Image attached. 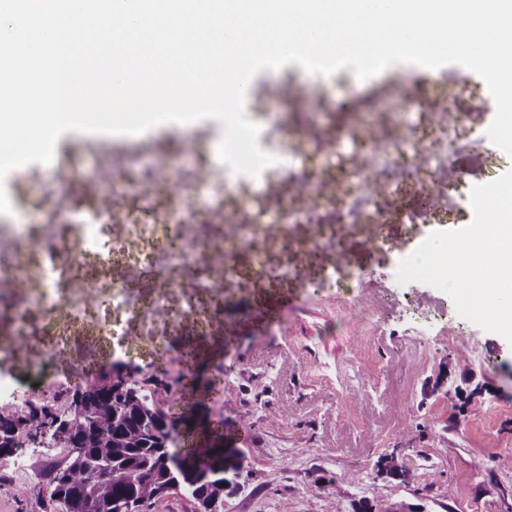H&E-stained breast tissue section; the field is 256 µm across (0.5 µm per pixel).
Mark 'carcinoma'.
I'll list each match as a JSON object with an SVG mask.
<instances>
[{"label": "carcinoma", "instance_id": "1", "mask_svg": "<svg viewBox=\"0 0 512 512\" xmlns=\"http://www.w3.org/2000/svg\"><path fill=\"white\" fill-rule=\"evenodd\" d=\"M484 389L455 387L459 411L476 405ZM171 414L154 393L121 377L75 392L63 418L45 406L0 405V456L11 455L22 437L68 449V462L49 482L51 512H143L172 491L187 496L196 512H215L224 495L239 489L244 456L227 449L217 472L213 448L203 459L193 449L173 453ZM375 467L392 480L411 478L391 454L379 456Z\"/></svg>", "mask_w": 512, "mask_h": 512}]
</instances>
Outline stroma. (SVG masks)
<instances>
[{"label": "stroma", "mask_w": 512, "mask_h": 512, "mask_svg": "<svg viewBox=\"0 0 512 512\" xmlns=\"http://www.w3.org/2000/svg\"><path fill=\"white\" fill-rule=\"evenodd\" d=\"M292 78L322 86L326 122L332 105L365 97L379 83L357 80L349 67L313 78L295 63L262 70L256 83ZM381 272L367 265L355 289L268 280L228 287L224 319L240 340L225 346L223 329H214L212 355L192 369L206 393L201 420L245 457L242 487L225 496L220 512H353L361 499L408 512H512V469L499 464L512 456V343L460 320L435 288L415 291L438 324L434 335H418L405 313L407 289L383 287ZM281 296L288 306L273 336L256 315ZM124 328L129 356L117 364L111 338L60 322L59 333L79 342L95 368L79 381L53 361L51 391L31 390L28 398L63 413L81 383L105 384L119 371L161 399L179 391L182 369L159 344L170 328L156 337L135 321ZM52 342L31 337L26 352L0 358V377L24 381ZM443 372L484 383L481 404L461 412L445 391L427 389ZM284 405L290 414L281 420ZM389 453L411 480L377 475L376 460ZM16 455L27 471L0 485V512H44L50 475L66 453L26 441Z\"/></svg>", "instance_id": "stroma-1"}]
</instances>
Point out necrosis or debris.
I'll use <instances>...</instances> for the list:
<instances>
[{
    "label": "necrosis or debris",
    "instance_id": "obj_1",
    "mask_svg": "<svg viewBox=\"0 0 512 512\" xmlns=\"http://www.w3.org/2000/svg\"><path fill=\"white\" fill-rule=\"evenodd\" d=\"M404 111L381 110L361 99L336 108L338 122L322 127L314 113L292 109L261 128L265 150L278 158L256 178L205 164L200 176L181 174L171 159L155 158L136 174L115 164L108 202L75 200L68 190L79 164L61 153L44 184L38 224H1L14 263L0 270V351L18 352L30 336H49L59 317L117 338L125 352L122 320L154 330L157 317L216 323L224 318V287L258 278L313 282L299 265L304 255L326 256L324 280L359 286L362 260L380 261L396 235L421 224H444L460 205L456 185L465 175L455 148L469 130L476 154L487 151L484 115L446 90L432 97L405 94ZM287 182L290 193L275 191ZM120 221L121 235L108 226ZM312 224L303 237L297 225ZM369 234L349 236L352 227ZM136 250H129V243ZM38 268L42 285L15 293V280ZM156 267L170 288L131 296L132 269ZM105 276L108 303L95 315L98 290L91 274ZM185 286L197 295L182 294Z\"/></svg>",
    "mask_w": 512,
    "mask_h": 512
}]
</instances>
